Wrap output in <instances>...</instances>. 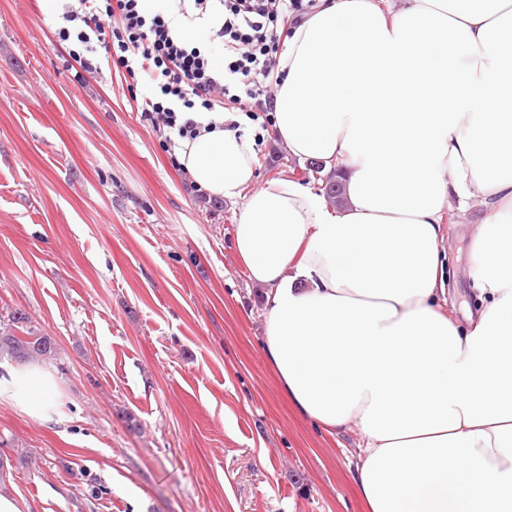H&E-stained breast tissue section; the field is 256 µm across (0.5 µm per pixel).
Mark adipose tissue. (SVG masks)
I'll list each match as a JSON object with an SVG mask.
<instances>
[{"mask_svg":"<svg viewBox=\"0 0 512 512\" xmlns=\"http://www.w3.org/2000/svg\"><path fill=\"white\" fill-rule=\"evenodd\" d=\"M277 69L273 132L339 174L343 208L291 178L256 185L236 112L195 113L205 130L176 155L241 203L234 249L283 392L329 433L358 426L366 512H512V0H315ZM455 199L489 212L465 328L439 301ZM0 400L59 413L35 366H0Z\"/></svg>","mask_w":512,"mask_h":512,"instance_id":"obj_1","label":"adipose tissue"}]
</instances>
